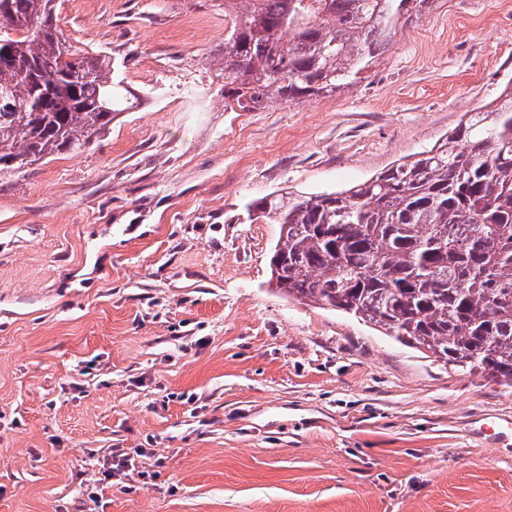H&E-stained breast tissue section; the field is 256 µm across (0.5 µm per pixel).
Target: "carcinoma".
<instances>
[{
	"instance_id": "carcinoma-1",
	"label": "carcinoma",
	"mask_w": 512,
	"mask_h": 512,
	"mask_svg": "<svg viewBox=\"0 0 512 512\" xmlns=\"http://www.w3.org/2000/svg\"><path fill=\"white\" fill-rule=\"evenodd\" d=\"M224 107L310 102L366 79L438 0H224ZM57 0H0V175L83 149L133 107L107 54L73 49ZM418 158L346 189L248 206L288 225L290 297L512 387V84Z\"/></svg>"
}]
</instances>
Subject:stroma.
Instances as JSON below:
<instances>
[{"label": "stroma", "instance_id": "obj_1", "mask_svg": "<svg viewBox=\"0 0 512 512\" xmlns=\"http://www.w3.org/2000/svg\"><path fill=\"white\" fill-rule=\"evenodd\" d=\"M224 0H63L135 107L0 177V512H512V388L270 279L249 203L344 189L512 80V0H438L350 91L224 106ZM151 447L109 476L113 449Z\"/></svg>", "mask_w": 512, "mask_h": 512}]
</instances>
